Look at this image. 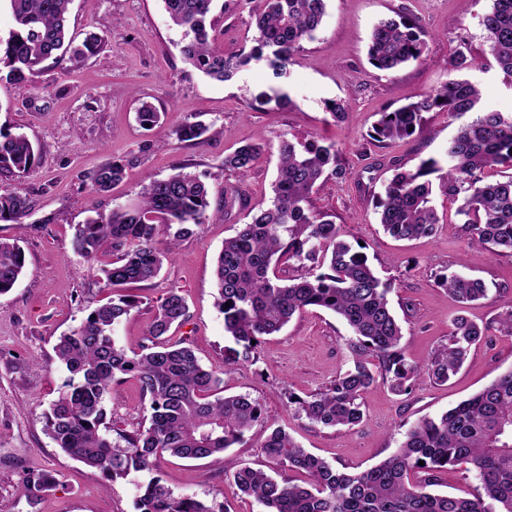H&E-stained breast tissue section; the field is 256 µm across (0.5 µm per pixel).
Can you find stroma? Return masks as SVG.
<instances>
[{
  "mask_svg": "<svg viewBox=\"0 0 512 512\" xmlns=\"http://www.w3.org/2000/svg\"><path fill=\"white\" fill-rule=\"evenodd\" d=\"M490 6V0H327L314 39L303 42L288 67L291 105L253 110L249 100L276 83L270 70L254 63L219 82L186 64L180 53L183 34L162 0H72L69 30L79 37L102 36L98 52L86 59L50 58L23 89L0 77V129L24 134L37 150L24 177L0 175V186H17L30 203L22 223L0 222V238L18 240L26 256L23 276L0 296V512H136L139 486L153 475L175 495L216 502L223 512H261L232 474L244 464H263L261 447L272 428H285L337 469L358 473L393 453L410 424L456 406L512 369V333L501 324L512 306V256L470 246L454 206L438 190L432 203L441 223L431 236L396 240L376 214L375 199L395 165L412 167L440 157L458 121L429 112L422 132L412 138L383 145L370 137L379 112L447 81L448 62L459 51L474 60L460 78L480 88L487 108L512 113V79L498 68L483 38L481 18ZM402 12L426 30L430 59L395 73L379 71L367 58L370 33L379 21ZM249 22L247 10L225 14L217 28L224 53L250 47ZM143 101L163 113L161 126L149 130L139 124L136 112ZM334 101L345 105L344 121L332 120L327 105ZM197 117L210 122L207 136L178 142L174 129ZM286 137L335 142L347 174L321 181L312 206L341 224L351 242H363L378 276L390 286L388 299L402 326L408 361L423 364L447 346L457 315L487 330L447 382L423 376L408 395L393 394L383 384L369 389L364 419L352 428L310 424L296 417L289 402L323 390L345 365L351 332L333 313L307 308L281 332L262 338L256 363H224L228 340L215 303L214 264L225 238L246 221L237 209L224 215V193L240 189L251 205L267 204L278 147ZM257 141L263 150L250 171L223 169L225 154ZM112 160L125 163V179L110 192H95L92 173ZM182 164L207 183L210 208L218 216L196 227L159 276L137 289L139 303L114 338L129 351L148 345L160 299L177 289L189 313L173 340L189 345L203 366L223 370L225 394L257 398L264 419L218 459L167 456L155 473L134 472L109 483L57 448L43 430L42 415L63 382L53 350L58 337L112 294L100 273L82 268L71 240L75 225L132 203L145 183L166 178ZM456 273L484 281L486 297L459 309L435 285L436 275ZM147 406L130 377L113 385L105 402L109 419L129 431L146 427ZM40 470L56 473L57 484L24 496L26 476Z\"/></svg>",
  "mask_w": 512,
  "mask_h": 512,
  "instance_id": "35a3bbf8",
  "label": "stroma"
}]
</instances>
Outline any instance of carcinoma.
<instances>
[{"label":"carcinoma","instance_id":"cac0c4a2","mask_svg":"<svg viewBox=\"0 0 512 512\" xmlns=\"http://www.w3.org/2000/svg\"><path fill=\"white\" fill-rule=\"evenodd\" d=\"M71 0H9L15 28L0 42V64L8 77L25 87L40 65L60 50L75 57L94 52L102 42L88 35L74 49L65 44L66 14ZM216 0H163L173 25L181 28L183 59L206 76L228 81L251 63L264 62L277 79L288 75L292 56L322 23L326 0H239L249 5L253 46L227 56L214 47ZM482 27L489 52L512 78V0H491ZM370 64L396 72L409 62L428 60L427 33L419 21L399 16L374 26L367 48ZM287 106L288 94L272 88L253 96L249 108L270 103ZM446 112L450 118L475 113L458 127L442 157L407 168L397 165L379 197V223L392 237L413 240L434 234L440 217L432 205V174L470 244L494 254H512V175L487 182L484 174L512 169V114L488 110L478 86L451 78L438 89L393 111L379 113L372 139L404 140L423 128V113ZM137 119L153 128L161 113L141 104ZM210 125L185 122L174 132L180 142L197 141ZM261 143H249L224 155L226 170L247 172L258 159ZM36 149L22 134L0 131V171L17 178L34 164ZM124 164L112 161L91 177L106 192L122 181ZM346 176L336 143L284 138L273 196L264 207H249L239 189L224 192V213L237 207L248 221L224 239L215 268L216 304L224 315V332L234 343L224 364L255 360L263 336L282 330L307 307L339 316L351 329L349 359L333 383L306 398L291 399L296 414L322 427L355 426L364 416L362 396L377 381L398 395L410 393L421 373L446 381L463 365L485 329L462 315L453 320L448 346L425 366L410 364L400 347L402 328L383 282L368 256L345 239L342 226L315 211L311 195L321 179ZM209 188L187 166L143 186L139 199L112 209L108 217L78 225L73 250L87 270L103 275L105 287H138L155 279L178 242L208 219ZM29 204L17 188L0 189V221L21 222ZM293 262L304 273L285 274ZM23 248L0 238V294L23 275ZM465 309L486 297L477 278L436 276ZM137 307L135 296L117 294L97 307L54 346L65 378L57 399L43 413L45 434L86 466L113 482L130 471H152L164 456L187 460L218 458L241 443L263 418L259 400L248 394L223 395L222 372L203 367L194 351L167 334L187 320L185 298L171 290L157 306L150 327L151 344L139 353L119 346L114 328ZM134 378L148 397V427L127 432L107 421L105 401L123 377ZM267 468L244 465L233 481L263 512H512V370L478 393L432 418L409 426L396 452L360 473L340 471L302 447L286 429L275 427L262 445ZM424 465H418V462ZM466 465L476 487L468 497L430 490L435 474L450 465ZM305 477L299 484L287 472ZM54 482L46 472L28 475L23 492L34 496ZM139 512H223L216 503L176 496L154 477L138 498Z\"/></svg>","mask_w":512,"mask_h":512}]
</instances>
